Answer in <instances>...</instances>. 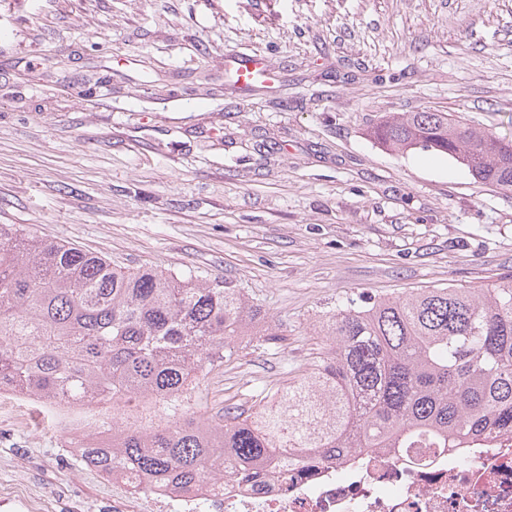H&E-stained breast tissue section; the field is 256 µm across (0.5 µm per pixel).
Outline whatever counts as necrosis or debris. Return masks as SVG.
I'll use <instances>...</instances> for the list:
<instances>
[{
  "label": "necrosis or debris",
  "mask_w": 512,
  "mask_h": 512,
  "mask_svg": "<svg viewBox=\"0 0 512 512\" xmlns=\"http://www.w3.org/2000/svg\"><path fill=\"white\" fill-rule=\"evenodd\" d=\"M110 412L90 415L62 401L54 428L72 454L104 448L112 443ZM468 454L469 465L460 466L441 448L377 450L299 474L280 460L273 474L205 479L188 493L119 472L112 488L126 493L118 512H512V434L478 442Z\"/></svg>",
  "instance_id": "1"
}]
</instances>
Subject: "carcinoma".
<instances>
[{
  "mask_svg": "<svg viewBox=\"0 0 512 512\" xmlns=\"http://www.w3.org/2000/svg\"><path fill=\"white\" fill-rule=\"evenodd\" d=\"M371 136L398 152L440 151L482 183L512 187V140L446 112L388 116ZM275 327L225 280L125 271L0 224V388L77 408L162 405L159 424L114 419L112 447L84 449L100 472L122 464L190 492L205 478L258 476L277 450L297 469L512 433V276L489 288L351 301L314 325L328 348L313 372L248 414L226 407L195 419L183 404L189 384L224 365L239 338L275 336Z\"/></svg>",
  "mask_w": 512,
  "mask_h": 512,
  "instance_id": "1",
  "label": "carcinoma"
}]
</instances>
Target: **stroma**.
Returning <instances> with one entry per match:
<instances>
[{"instance_id": "stroma-1", "label": "stroma", "mask_w": 512, "mask_h": 512, "mask_svg": "<svg viewBox=\"0 0 512 512\" xmlns=\"http://www.w3.org/2000/svg\"><path fill=\"white\" fill-rule=\"evenodd\" d=\"M235 52L270 82L235 83ZM421 111L512 139V0H0V224L239 288L279 333L189 405L247 410L314 369L347 299L512 275V188L370 135ZM63 443L31 407L0 487L112 512Z\"/></svg>"}]
</instances>
